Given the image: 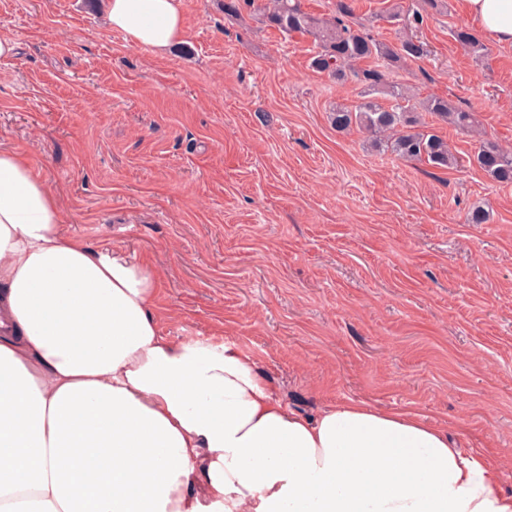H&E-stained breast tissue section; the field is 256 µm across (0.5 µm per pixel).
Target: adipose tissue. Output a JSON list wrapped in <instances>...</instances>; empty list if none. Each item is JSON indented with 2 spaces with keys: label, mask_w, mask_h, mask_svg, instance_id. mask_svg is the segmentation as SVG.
Segmentation results:
<instances>
[{
  "label": "adipose tissue",
  "mask_w": 512,
  "mask_h": 512,
  "mask_svg": "<svg viewBox=\"0 0 512 512\" xmlns=\"http://www.w3.org/2000/svg\"><path fill=\"white\" fill-rule=\"evenodd\" d=\"M461 7L512 48V0ZM105 17L134 47L185 35L181 0H106ZM62 225L26 154L0 150V512H512L496 466L424 417L310 418L236 344L161 336L154 269Z\"/></svg>",
  "instance_id": "adipose-tissue-1"
}]
</instances>
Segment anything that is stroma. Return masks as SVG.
Returning a JSON list of instances; mask_svg holds the SVG:
<instances>
[{
    "mask_svg": "<svg viewBox=\"0 0 512 512\" xmlns=\"http://www.w3.org/2000/svg\"><path fill=\"white\" fill-rule=\"evenodd\" d=\"M182 0L184 44L133 47L104 0H0V149H19L56 194L66 233L149 263L172 342H233L288 408L350 402L426 418L493 460L512 493V185L475 163L512 150V48L484 57L451 36L459 0H353L354 19L421 11L428 56L395 77L473 112L435 117L454 169L336 131L351 88L312 70L310 36L263 23L251 0ZM490 212L471 224L474 206Z\"/></svg>",
    "mask_w": 512,
    "mask_h": 512,
    "instance_id": "1",
    "label": "stroma"
}]
</instances>
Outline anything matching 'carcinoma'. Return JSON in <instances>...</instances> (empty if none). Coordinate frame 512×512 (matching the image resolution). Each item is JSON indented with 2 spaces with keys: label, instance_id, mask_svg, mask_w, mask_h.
<instances>
[{
  "label": "carcinoma",
  "instance_id": "carcinoma-1",
  "mask_svg": "<svg viewBox=\"0 0 512 512\" xmlns=\"http://www.w3.org/2000/svg\"><path fill=\"white\" fill-rule=\"evenodd\" d=\"M256 10L283 31L310 35L317 48L310 67L357 91L360 102L355 108L338 105L331 110V123L337 130L348 131L356 126L370 135L374 146H384L400 158L439 169L457 166V157L448 143L424 129L420 113L427 112L467 131L474 127L473 114L445 98L421 99L392 79L394 70L429 53L428 45L413 33V27L422 22L419 12L403 17L395 11L386 16L389 22L403 21L398 42L391 45L372 37L363 25L354 27L347 22L353 14L347 0H338L336 16L331 20H320L304 12L298 0H266ZM451 35L461 47L475 54L484 50L468 28H457ZM474 158L493 181L512 184V151L482 139Z\"/></svg>",
  "mask_w": 512,
  "mask_h": 512
}]
</instances>
